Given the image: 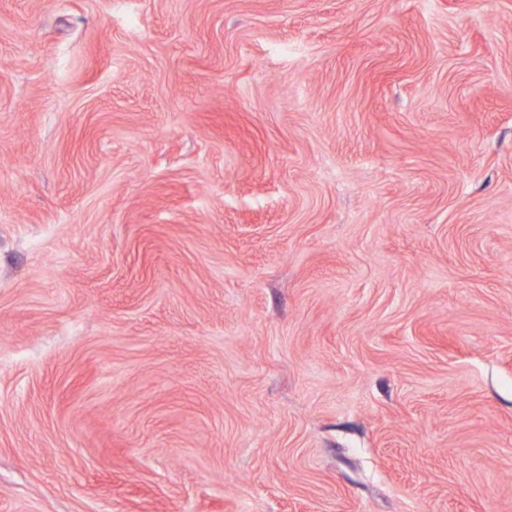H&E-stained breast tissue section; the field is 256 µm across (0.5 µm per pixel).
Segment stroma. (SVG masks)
<instances>
[{"mask_svg":"<svg viewBox=\"0 0 512 512\" xmlns=\"http://www.w3.org/2000/svg\"><path fill=\"white\" fill-rule=\"evenodd\" d=\"M0 512H512V0H0Z\"/></svg>","mask_w":512,"mask_h":512,"instance_id":"obj_1","label":"stroma"}]
</instances>
